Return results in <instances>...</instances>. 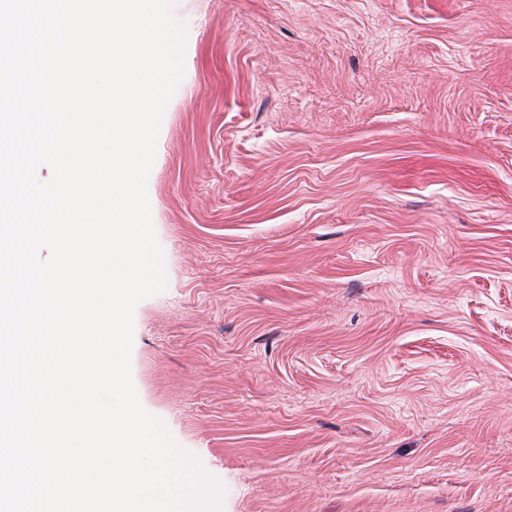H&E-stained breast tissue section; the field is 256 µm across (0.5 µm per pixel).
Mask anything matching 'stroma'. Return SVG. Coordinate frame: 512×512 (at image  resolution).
<instances>
[{"label":"stroma","instance_id":"1","mask_svg":"<svg viewBox=\"0 0 512 512\" xmlns=\"http://www.w3.org/2000/svg\"><path fill=\"white\" fill-rule=\"evenodd\" d=\"M146 411L222 512H512V0H174Z\"/></svg>","mask_w":512,"mask_h":512}]
</instances>
